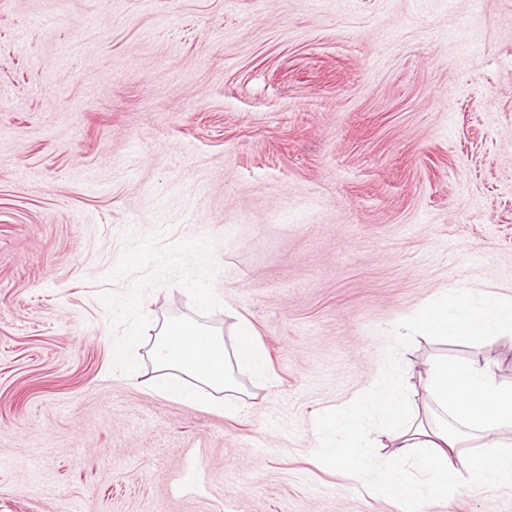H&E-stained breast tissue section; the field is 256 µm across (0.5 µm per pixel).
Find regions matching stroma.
Masks as SVG:
<instances>
[{
    "label": "stroma",
    "mask_w": 512,
    "mask_h": 512,
    "mask_svg": "<svg viewBox=\"0 0 512 512\" xmlns=\"http://www.w3.org/2000/svg\"><path fill=\"white\" fill-rule=\"evenodd\" d=\"M201 282L266 353L233 416L142 385ZM451 287L512 299V0H0V512H399L377 420L353 480L320 418L427 406L436 358L511 383L512 334L410 328Z\"/></svg>",
    "instance_id": "obj_1"
}]
</instances>
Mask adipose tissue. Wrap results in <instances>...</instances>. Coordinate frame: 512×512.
I'll return each instance as SVG.
<instances>
[{
  "label": "adipose tissue",
  "mask_w": 512,
  "mask_h": 512,
  "mask_svg": "<svg viewBox=\"0 0 512 512\" xmlns=\"http://www.w3.org/2000/svg\"><path fill=\"white\" fill-rule=\"evenodd\" d=\"M507 325H512L511 302L494 304L488 313L475 306L467 294L453 289L425 307L415 321L424 336L478 341L494 338ZM153 361L158 370L185 377L180 384L154 383V391L192 405L211 407L215 404L213 392L238 390L236 370H246L260 379L269 376L264 350L244 318L239 319L236 341L230 346L207 323L170 321L154 345ZM421 384L431 404L442 412L440 421L424 425L403 391L386 381L374 382L362 406L343 405L324 415L322 428L346 437L344 444L332 449L331 459L364 470L368 440L361 413L367 407L386 422L396 447L379 490L400 503L403 512H423L425 501L461 495L488 481L512 487V441L498 438L502 430L512 428V383L499 379L497 364L437 359ZM466 438L479 440V450L461 452ZM410 456L427 474L425 486L404 477L403 463Z\"/></svg>",
  "instance_id": "ef3b65f1"
}]
</instances>
